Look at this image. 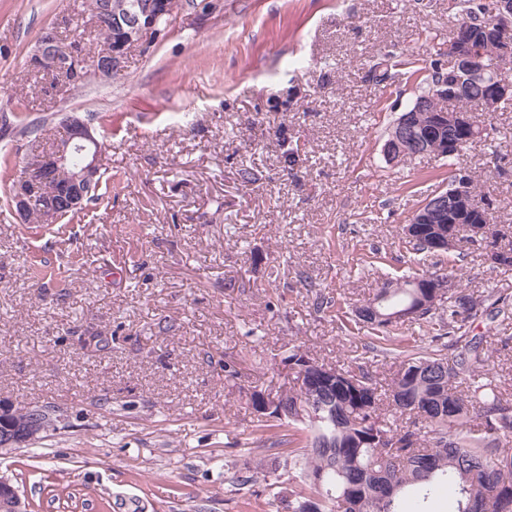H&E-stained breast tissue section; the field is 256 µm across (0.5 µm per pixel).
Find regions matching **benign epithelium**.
<instances>
[{
  "mask_svg": "<svg viewBox=\"0 0 512 512\" xmlns=\"http://www.w3.org/2000/svg\"><path fill=\"white\" fill-rule=\"evenodd\" d=\"M176 0H131L122 5L112 19V39L95 61L88 60L74 43H67L52 28L43 31L28 67L44 70L51 68L69 72L79 80L88 71L110 78L121 70L128 51L141 44L147 35L158 31L159 19L169 16ZM67 136L54 150L28 159L19 178L13 202L20 218L34 209H43L42 194L50 192L51 208L45 219L50 221L61 210L83 206L81 187L94 181L99 174L97 158L102 145L94 137L88 122L76 115L65 119ZM469 127L473 121L465 112H440L428 139L443 148L454 149L457 143L440 142L438 135L444 126ZM470 200L467 180H457L446 193L435 195V216L445 223V216L463 210ZM46 428L40 411L18 408L0 399V450L21 447L38 440ZM0 512H22L21 500L13 485L0 477Z\"/></svg>",
  "mask_w": 512,
  "mask_h": 512,
  "instance_id": "1",
  "label": "benign epithelium"
}]
</instances>
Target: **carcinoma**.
<instances>
[{
	"instance_id": "1",
	"label": "carcinoma",
	"mask_w": 512,
	"mask_h": 512,
	"mask_svg": "<svg viewBox=\"0 0 512 512\" xmlns=\"http://www.w3.org/2000/svg\"><path fill=\"white\" fill-rule=\"evenodd\" d=\"M492 6L489 0H458L448 40L460 50L475 49L483 76L436 60L421 67L413 58L382 55L369 66L372 77L386 82L405 66L409 77L426 85L419 96L446 81L455 109L488 111L500 59L512 58V33L486 34ZM444 110L433 101L412 113L408 148L424 140L435 113ZM475 130L470 137L448 127V140L462 141L447 155L450 184L460 177V160L471 143L497 140L490 125L477 124ZM466 177L472 196L468 216L458 224L421 225L414 238H403L412 250L442 256L461 252L464 243L475 245L469 223L481 222L492 207L476 202L475 180ZM448 231L452 248L433 250L434 238ZM488 246L503 258L501 266L512 267L511 229L491 225ZM437 275L426 271L386 281L354 309L356 323L370 330L365 351L393 352L399 359L388 381L327 364L294 346L281 363L293 371L297 387L249 391L256 430L269 434L270 447L280 448L274 462L288 470V483L277 493L282 512H430L441 485L453 491L455 512H512V390L494 375L485 337L471 334L476 319L511 320L512 309L491 294L466 292L451 272L444 277L454 287L436 298ZM313 308L336 318L344 306L316 291ZM418 308L414 320L425 321L433 333L425 349L400 335L404 321L394 318ZM263 466L261 458L246 460L236 482L249 484Z\"/></svg>"
}]
</instances>
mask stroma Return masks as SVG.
I'll list each match as a JSON object with an SVG mask.
<instances>
[{"instance_id":"35a3bbf8","label":"stroma","mask_w":512,"mask_h":512,"mask_svg":"<svg viewBox=\"0 0 512 512\" xmlns=\"http://www.w3.org/2000/svg\"><path fill=\"white\" fill-rule=\"evenodd\" d=\"M82 2L0 0V398L59 409L40 441L0 452V475L27 512H277L287 472L234 480L259 445L248 390L288 387L292 345L393 368L353 359L360 337L314 312L309 284L356 303L441 267L400 237L448 162L386 159L420 88L368 69L385 53L447 62L456 0H179L121 71L72 89L26 60L48 27L93 41ZM71 113L104 144L99 198L23 223L5 181ZM464 160L512 225V163L498 172L479 139ZM454 267L512 305V267L474 248Z\"/></svg>"}]
</instances>
